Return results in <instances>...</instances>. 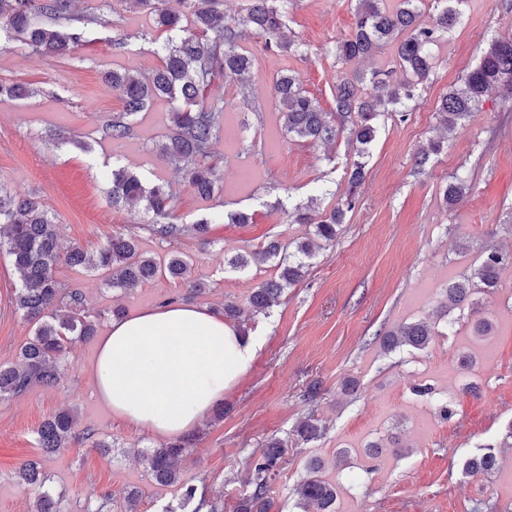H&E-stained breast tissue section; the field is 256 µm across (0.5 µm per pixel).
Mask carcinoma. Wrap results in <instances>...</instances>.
I'll return each instance as SVG.
<instances>
[{"label":"carcinoma","mask_w":512,"mask_h":512,"mask_svg":"<svg viewBox=\"0 0 512 512\" xmlns=\"http://www.w3.org/2000/svg\"><path fill=\"white\" fill-rule=\"evenodd\" d=\"M352 33L336 42V61L342 65L359 63L377 56L384 48L394 52L395 64L406 74L398 83L378 77L375 71L357 70L336 85L335 109L326 112L303 90L290 69L279 72L273 83V105L281 115L289 139L332 144L344 135L359 155L375 140L382 118L393 115L405 120L408 103L430 82L435 59L432 48L448 38L460 22L468 0H433L437 14L432 23L419 21V10L426 0H397L392 9L383 0H351ZM75 0H0V31L34 54L68 56L86 42L94 26H106L104 9L108 0L77 13ZM132 6L147 15L158 37L160 64L150 74L139 76L130 70H112L105 81L122 92V110L106 120L101 139L119 142L129 138L140 113L157 100L168 102V132L153 152L158 161L183 177L200 197L212 198L219 192L217 154L214 145L224 126L227 103L222 97H206L216 79L237 83L243 99L252 94L250 75L253 57L243 47L247 36L264 40L265 47L283 55L301 53V43L286 34L288 0H248L242 21L224 20V0H177L178 7L166 0H131ZM499 89L512 97V39L492 38L475 67L460 79L436 108L440 122L453 131L465 125L478 111L487 92ZM34 88L18 82L0 81V97L24 99ZM443 142L431 141L414 155V165L423 168L440 153ZM106 193L112 207L152 214L146 230L154 237L175 242L183 236L207 239L211 226L251 224L253 216L235 213L224 217L212 212L193 224H177L173 201L163 183L146 184L125 167H110L104 174ZM364 181V164L356 162L347 176V190L330 210H319L310 202L296 207L292 223L313 225V235L325 242L336 240L337 228L356 204L358 188ZM471 189L465 177L457 176L443 191L446 207L458 206ZM0 253L10 258L20 275L16 288V309L33 324V334L19 352L15 366L0 365V399L24 393L31 384L54 385L63 357L73 343L94 335L96 322L86 311L82 293L67 289L58 279L56 268L64 263L109 274L112 288L134 289L158 276L185 278L190 267L188 255L175 252L158 260L139 249L131 234L116 233L90 252L80 245H64L57 217L41 205L34 194H18L0 186ZM312 256L311 239L285 254L276 241L262 251L265 260H276L277 277L261 282L250 296V304L263 313L277 303L291 287L306 276V259ZM512 266V255L490 251L468 275L448 282L442 289L444 312L464 311L475 305L478 293H491L499 287L500 271ZM435 336L434 326L416 321L390 330L382 347L393 350L411 347L423 350ZM75 417L63 410L45 420L37 431L38 448L45 455L70 447ZM197 435L191 434L145 452L143 459L152 478L161 485L181 483L180 464L190 455ZM287 442L267 441L259 456L249 463L252 486L241 499L236 512H270V485L281 468ZM314 463L308 475L294 488L300 507L317 512H336V486L317 476ZM24 485L37 492L35 512H60V496L48 487V476L41 463L29 460L18 469Z\"/></svg>","instance_id":"obj_1"}]
</instances>
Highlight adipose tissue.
Masks as SVG:
<instances>
[{
	"label": "adipose tissue",
	"instance_id": "obj_1",
	"mask_svg": "<svg viewBox=\"0 0 512 512\" xmlns=\"http://www.w3.org/2000/svg\"><path fill=\"white\" fill-rule=\"evenodd\" d=\"M251 337L193 303L115 319L97 349L92 382L113 415L162 438L195 430L252 364Z\"/></svg>",
	"mask_w": 512,
	"mask_h": 512
}]
</instances>
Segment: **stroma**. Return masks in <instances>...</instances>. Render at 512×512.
<instances>
[{
  "instance_id": "35a3bbf8",
  "label": "stroma",
  "mask_w": 512,
  "mask_h": 512,
  "mask_svg": "<svg viewBox=\"0 0 512 512\" xmlns=\"http://www.w3.org/2000/svg\"><path fill=\"white\" fill-rule=\"evenodd\" d=\"M118 28L97 26L70 56L30 54L19 42L0 39V80L25 82L34 96L0 100V185L34 193L61 224L65 240L95 250L112 234L134 233L142 251L163 257L178 249L193 259L190 275L209 290L198 302L221 309L234 301L250 336L257 341L254 361L224 393L223 420L208 424L181 478L209 494L223 492L224 512H235L251 491L249 462L268 439L288 442L283 468L271 483V512H299L293 494L310 461L336 485L341 512H512V452L505 446L512 429V266L500 273L495 293L476 297L474 311L440 316L441 289L470 273L485 251L512 250V99L490 91L483 109L465 126L445 133L436 106L474 66L495 36L512 35V0H472L462 24L435 50L430 83L410 105L406 121L388 120L368 155L358 157L346 138L328 146L292 141L271 103L272 80L283 69L297 72L301 85L324 110L335 106L336 82L349 67L338 64L336 43L354 25L350 0H292L290 28L305 46L303 56L267 50L248 37L254 55L252 92L244 101L235 84L220 89L231 106L216 150L224 162L219 198L204 200L171 170L161 169L153 146L167 132V103L143 112L134 136L103 151L102 124L122 108L121 93L103 81L105 71L126 68L147 74L158 64L155 33L128 0H110ZM130 36L128 51L112 47L114 31ZM74 132L79 144L48 143L58 126ZM447 138L445 150L424 172L413 155L431 139ZM363 160L365 180L355 209L336 240L315 249L305 279L289 288L267 314L252 315L249 296L274 275L272 262L254 260L232 270L238 253L255 252L268 237L301 241L306 227L288 215L310 198L331 203L347 185L346 170ZM135 170L149 184L169 181L179 223L191 224L216 210L253 214L251 224H217L209 243L183 238L169 244L144 228V213L108 204L99 174L104 163ZM471 183L455 209L443 204V188L453 176ZM58 278L79 289L97 317V337L76 342L63 361L55 386H30L0 401V512H31L34 496L16 476L21 463L41 458L50 488L62 494L61 512H85L87 502L110 496L112 512H125L128 493L140 492V512H191L177 487L158 485L141 454L164 445V438L132 428L113 417L90 384L99 335L105 334L113 307L126 314L182 301L185 287L157 278L131 291L110 288L101 272L62 264ZM18 274L0 255V364L17 361L32 335L14 304ZM484 318L492 331L474 335ZM415 321L435 323L438 331L423 350L384 351L374 336ZM474 365L458 367L462 354ZM358 383L347 394L345 380ZM429 382L433 399L412 387ZM319 385L315 402L304 399ZM450 403L441 419L434 400ZM63 409L76 415L77 438L70 448L41 457L36 432L48 416ZM312 417L320 436H294L298 421ZM398 434L400 451L387 446ZM112 445L109 456L95 447ZM380 442V458L366 446ZM493 453L491 473L465 470L467 460Z\"/></svg>"
}]
</instances>
